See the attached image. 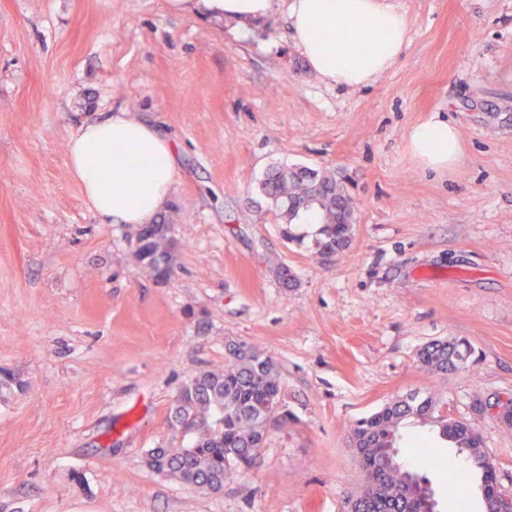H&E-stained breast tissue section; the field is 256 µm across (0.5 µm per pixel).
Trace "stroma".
<instances>
[{
    "mask_svg": "<svg viewBox=\"0 0 512 512\" xmlns=\"http://www.w3.org/2000/svg\"><path fill=\"white\" fill-rule=\"evenodd\" d=\"M288 3L241 26L166 0H0V368L23 383L0 397V512H344L355 421L415 392L480 433L512 496L491 410L512 398V0H394L408 42L360 89L309 68ZM120 111L175 146L164 279L69 170L78 126ZM437 112L461 139L442 173L406 150ZM276 166L344 188L342 255L283 237L260 190ZM444 339L470 344L465 368L419 369ZM234 342L276 363L287 426L218 492L152 471L146 451L181 441L180 387ZM424 476L439 512H486L478 486Z\"/></svg>",
    "mask_w": 512,
    "mask_h": 512,
    "instance_id": "1",
    "label": "stroma"
}]
</instances>
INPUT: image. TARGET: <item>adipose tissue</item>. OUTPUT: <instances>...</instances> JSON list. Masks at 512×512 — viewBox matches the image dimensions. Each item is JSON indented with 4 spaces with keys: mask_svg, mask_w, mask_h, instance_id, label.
Here are the masks:
<instances>
[{
    "mask_svg": "<svg viewBox=\"0 0 512 512\" xmlns=\"http://www.w3.org/2000/svg\"><path fill=\"white\" fill-rule=\"evenodd\" d=\"M273 0H167L169 12L226 18L246 25L265 18ZM294 38L325 82L360 88L393 67L407 41L404 14L392 0H291ZM406 148L425 170L442 172L460 156V135L441 114L410 130ZM68 165L90 209L109 224H147L175 182L169 139L115 112L83 123L68 143Z\"/></svg>",
    "mask_w": 512,
    "mask_h": 512,
    "instance_id": "1",
    "label": "adipose tissue"
}]
</instances>
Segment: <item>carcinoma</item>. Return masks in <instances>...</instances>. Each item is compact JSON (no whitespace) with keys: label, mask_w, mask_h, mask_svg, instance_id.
<instances>
[{"label":"carcinoma","mask_w":512,"mask_h":512,"mask_svg":"<svg viewBox=\"0 0 512 512\" xmlns=\"http://www.w3.org/2000/svg\"><path fill=\"white\" fill-rule=\"evenodd\" d=\"M262 193L272 201L285 221L283 234L299 241L291 229L314 214L321 227L314 240L315 254L341 253L347 247L352 225L338 219H354L350 199L334 179L311 175L303 168H276L261 182ZM138 255L155 276L171 273V246L166 231L137 237ZM471 347L464 340H436L418 355L421 367L448 372L465 364ZM280 392L279 372L269 357L240 343L229 345V360L222 370H208L192 377L179 390L168 423L172 431L190 436L176 448H151L146 465L154 472L184 484L219 491L235 472L257 468L260 446L270 427L283 428L288 414L271 415L262 406L265 397ZM414 418L438 430L456 453L446 460L448 494L475 477L491 488L494 476L482 471L485 456L480 434L468 423L439 413L436 399L415 394L393 401L358 420L352 429V447L360 457L364 482L348 497L345 512H437L438 502L428 482L412 465L398 460L400 428Z\"/></svg>","instance_id":"1"}]
</instances>
